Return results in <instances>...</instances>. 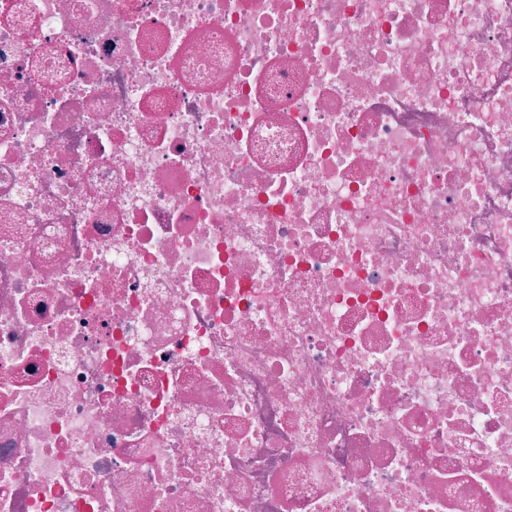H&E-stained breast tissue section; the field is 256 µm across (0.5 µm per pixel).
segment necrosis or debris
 <instances>
[{"instance_id": "4bbe7bcc", "label": "necrosis or debris", "mask_w": 512, "mask_h": 512, "mask_svg": "<svg viewBox=\"0 0 512 512\" xmlns=\"http://www.w3.org/2000/svg\"><path fill=\"white\" fill-rule=\"evenodd\" d=\"M0 512H512V0H0Z\"/></svg>"}]
</instances>
